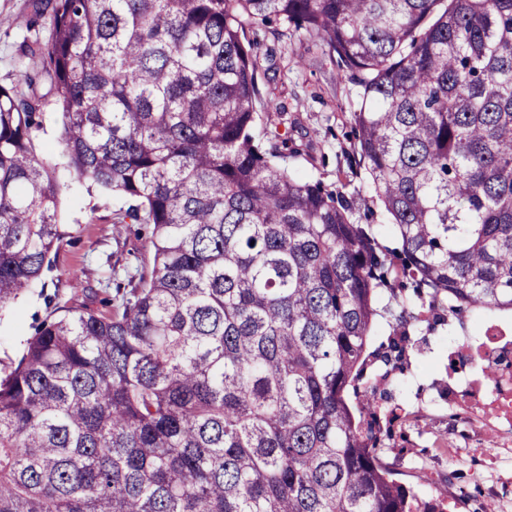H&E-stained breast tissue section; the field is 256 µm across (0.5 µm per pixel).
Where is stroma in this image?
Here are the masks:
<instances>
[{
  "instance_id": "35a3bbf8",
  "label": "stroma",
  "mask_w": 512,
  "mask_h": 512,
  "mask_svg": "<svg viewBox=\"0 0 512 512\" xmlns=\"http://www.w3.org/2000/svg\"><path fill=\"white\" fill-rule=\"evenodd\" d=\"M29 4L0 0V81L10 72V59L26 33ZM260 38V84L274 88L278 104L286 109L289 143L299 149L287 158L289 170L339 191L350 201L355 223L371 225L383 248H397L370 176L357 163L351 113L360 101L358 85L338 69L326 48L303 33L269 29ZM55 178L61 187L64 240L54 254L52 271L0 308V362L5 364L19 356L34 320L56 315L61 306L99 308L110 290L108 267L124 277L152 265L147 240L123 221L125 199L89 192L61 157ZM386 277L389 286L380 298L384 310L372 343L401 335L410 342L402 370L384 380L378 367L368 370L377 390L374 412L398 414L392 438L380 443L384 463L419 498L436 500L437 488L447 487L443 512H512V462L495 458L505 432L490 418L476 426L467 418L449 416L447 403L434 388L435 380L447 375L449 337L474 335L481 320L512 326V312L448 313L437 323L413 288L399 289V262L388 264Z\"/></svg>"
}]
</instances>
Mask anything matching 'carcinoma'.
I'll return each mask as SVG.
<instances>
[{
    "instance_id": "carcinoma-1",
    "label": "carcinoma",
    "mask_w": 512,
    "mask_h": 512,
    "mask_svg": "<svg viewBox=\"0 0 512 512\" xmlns=\"http://www.w3.org/2000/svg\"><path fill=\"white\" fill-rule=\"evenodd\" d=\"M361 88L356 152L429 311H512V0H31L0 83V307L62 244L53 155L130 201L151 271L33 326L0 377V512H434L348 405L385 260L281 163L258 30Z\"/></svg>"
}]
</instances>
